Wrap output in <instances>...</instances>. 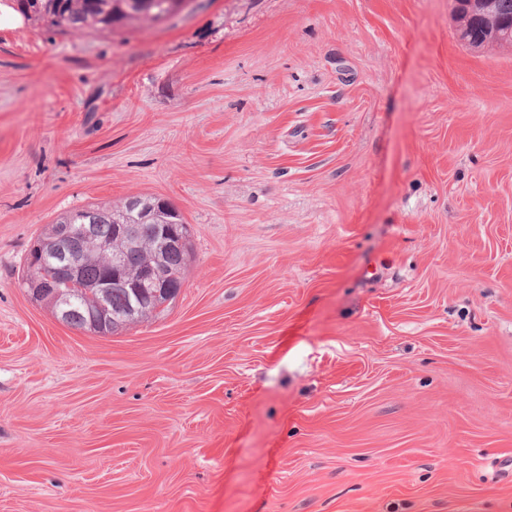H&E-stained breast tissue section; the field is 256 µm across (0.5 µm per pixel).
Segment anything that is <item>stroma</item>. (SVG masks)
<instances>
[{"instance_id":"1","label":"stroma","mask_w":512,"mask_h":512,"mask_svg":"<svg viewBox=\"0 0 512 512\" xmlns=\"http://www.w3.org/2000/svg\"><path fill=\"white\" fill-rule=\"evenodd\" d=\"M192 261L109 336L23 280L66 211ZM0 512H512V46L451 0L0 12ZM175 0H10L28 20L41 21L59 33L115 32L134 21L161 22L177 14ZM149 2L147 5L146 3ZM458 7H456L457 11ZM454 9L452 8L453 16L457 23V32L460 33L461 36H458L460 41L469 47H477V45H483L485 42L492 40L489 38H485L487 35V23L482 16L472 15L469 17H463L461 13L455 14ZM462 17L465 20V26L462 22Z\"/></svg>"}]
</instances>
